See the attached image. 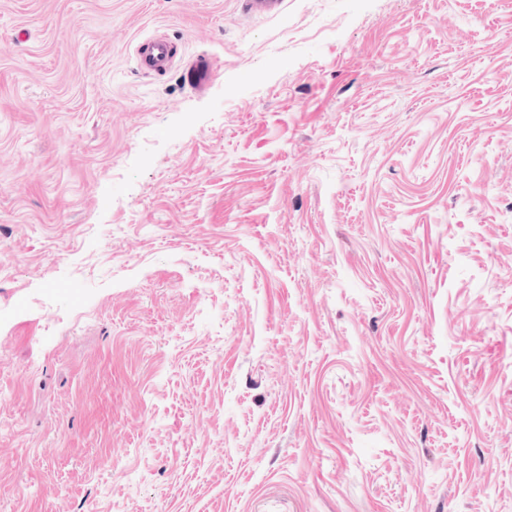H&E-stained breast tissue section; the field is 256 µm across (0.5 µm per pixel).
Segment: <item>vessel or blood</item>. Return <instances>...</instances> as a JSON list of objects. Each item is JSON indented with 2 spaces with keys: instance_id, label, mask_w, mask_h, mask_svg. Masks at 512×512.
<instances>
[{
  "instance_id": "1",
  "label": "vessel or blood",
  "mask_w": 512,
  "mask_h": 512,
  "mask_svg": "<svg viewBox=\"0 0 512 512\" xmlns=\"http://www.w3.org/2000/svg\"><path fill=\"white\" fill-rule=\"evenodd\" d=\"M136 62L138 70L145 75L178 70L184 83L197 92L207 87L215 70L214 61L206 56L178 64L174 44L164 35L154 36L140 43L136 49Z\"/></svg>"
}]
</instances>
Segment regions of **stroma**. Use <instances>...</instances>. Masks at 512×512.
Segmentation results:
<instances>
[{"instance_id":"1","label":"stroma","mask_w":512,"mask_h":512,"mask_svg":"<svg viewBox=\"0 0 512 512\" xmlns=\"http://www.w3.org/2000/svg\"><path fill=\"white\" fill-rule=\"evenodd\" d=\"M91 503L512 512V0H0V512ZM138 70L144 75L177 70L184 83L196 92L203 91L215 70V62L207 56H198L177 66V52L171 39L165 35L144 40L136 48Z\"/></svg>"}]
</instances>
